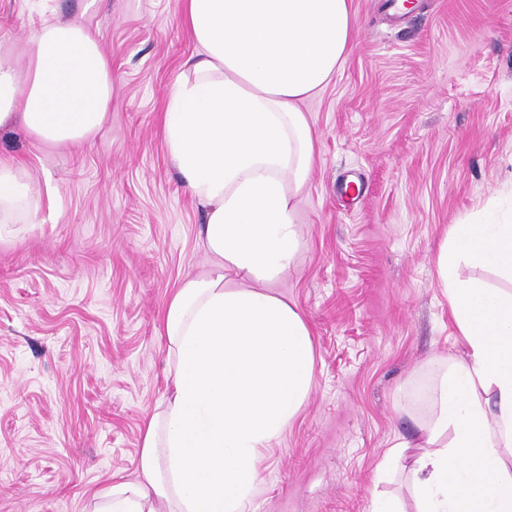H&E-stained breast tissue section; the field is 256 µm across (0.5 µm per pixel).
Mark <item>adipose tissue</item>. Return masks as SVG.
<instances>
[{
  "label": "adipose tissue",
  "mask_w": 512,
  "mask_h": 512,
  "mask_svg": "<svg viewBox=\"0 0 512 512\" xmlns=\"http://www.w3.org/2000/svg\"><path fill=\"white\" fill-rule=\"evenodd\" d=\"M198 52L163 116L168 156L205 207L212 271L172 295L164 328L172 392L149 420L140 474L100 490L91 512H245L265 448L313 389L312 333L270 287L300 246L315 157L301 105L354 47L352 0H182ZM27 66L0 55V125L79 142L104 124L112 69L76 21L43 26ZM36 213L31 185L0 162V223ZM464 263L512 277V216L451 225L436 260L462 358H447L416 435L417 512H512V292L465 282Z\"/></svg>",
  "instance_id": "obj_1"
}]
</instances>
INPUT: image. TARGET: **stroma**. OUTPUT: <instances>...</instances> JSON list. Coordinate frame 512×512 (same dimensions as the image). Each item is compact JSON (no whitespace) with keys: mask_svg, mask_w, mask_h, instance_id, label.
I'll list each match as a JSON object with an SVG mask.
<instances>
[{"mask_svg":"<svg viewBox=\"0 0 512 512\" xmlns=\"http://www.w3.org/2000/svg\"><path fill=\"white\" fill-rule=\"evenodd\" d=\"M353 0L358 36L305 101L316 156L302 246L275 295L313 337L312 393L263 452L248 512H370L397 495L439 358L461 356L435 274L450 225L512 211V0ZM79 21L112 67L107 119L50 144L0 126L36 223L0 231V512H90L138 476L147 420L168 394L165 310L207 273L204 208L173 167L162 117L197 46L178 0H0V43L25 66L42 23Z\"/></svg>","mask_w":512,"mask_h":512,"instance_id":"35a3bbf8","label":"stroma"}]
</instances>
